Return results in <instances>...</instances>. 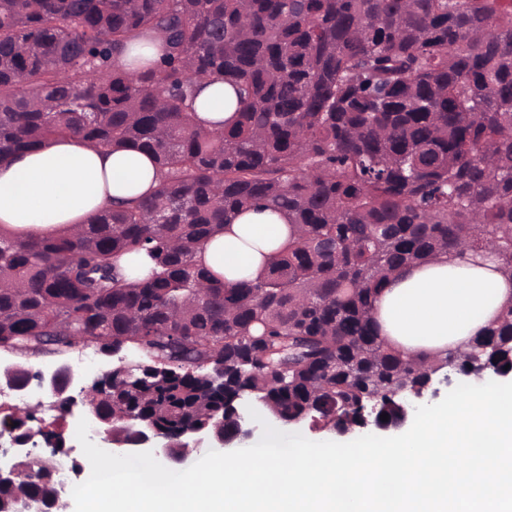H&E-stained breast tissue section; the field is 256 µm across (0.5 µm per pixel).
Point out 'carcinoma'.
Returning a JSON list of instances; mask_svg holds the SVG:
<instances>
[{
  "mask_svg": "<svg viewBox=\"0 0 512 512\" xmlns=\"http://www.w3.org/2000/svg\"><path fill=\"white\" fill-rule=\"evenodd\" d=\"M147 33L160 65L116 64ZM239 97L198 126L194 87ZM72 136L151 155L154 192L47 237L0 232V341L129 350L90 394L103 428L128 411L174 438L234 421L240 396L295 424L361 425L431 376L512 365V307L462 354L389 347L375 294L442 253L495 255L512 276V0H0V162ZM256 205L294 235L226 284L205 242ZM145 252L154 268L117 264ZM23 478L0 485V512ZM200 127L220 130L237 119V98L234 89L222 80H210L197 90L193 102Z\"/></svg>",
  "mask_w": 512,
  "mask_h": 512,
  "instance_id": "obj_1",
  "label": "carcinoma"
}]
</instances>
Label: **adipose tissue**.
I'll return each mask as SVG.
<instances>
[{
    "label": "adipose tissue",
    "instance_id": "adipose-tissue-1",
    "mask_svg": "<svg viewBox=\"0 0 512 512\" xmlns=\"http://www.w3.org/2000/svg\"><path fill=\"white\" fill-rule=\"evenodd\" d=\"M193 106L206 130L237 119L235 91L221 80L202 84ZM155 184V165L145 154L54 139L0 163V231L55 235L118 201L149 193ZM291 235L280 215L251 209L209 239L198 260L224 282L251 279ZM510 307L512 277L494 257L444 254L392 275L374 301L373 319L395 350L434 356L464 349Z\"/></svg>",
    "mask_w": 512,
    "mask_h": 512
}]
</instances>
